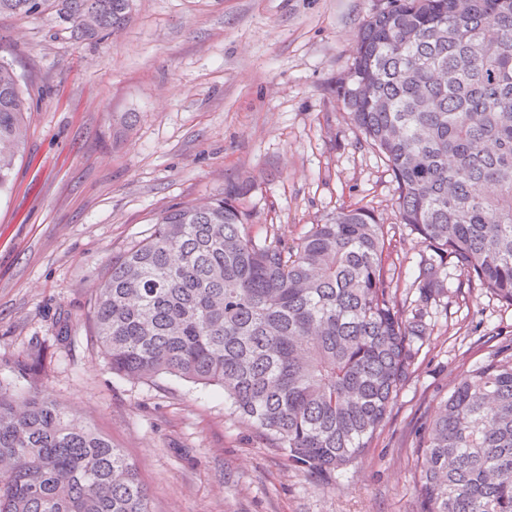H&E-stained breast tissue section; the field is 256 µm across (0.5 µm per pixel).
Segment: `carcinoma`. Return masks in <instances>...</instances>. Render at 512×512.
Instances as JSON below:
<instances>
[{
	"label": "carcinoma",
	"mask_w": 512,
	"mask_h": 512,
	"mask_svg": "<svg viewBox=\"0 0 512 512\" xmlns=\"http://www.w3.org/2000/svg\"><path fill=\"white\" fill-rule=\"evenodd\" d=\"M135 0H0L50 10L80 39L125 27ZM362 141L397 185L399 222L435 257L426 304L453 263L512 306V0H389L336 79ZM29 95L0 64V193L26 137ZM248 186L166 209L112 258L86 318L112 372L223 389L297 466L345 469L371 447L429 328L390 291L387 231L342 207L293 247L252 235ZM423 512H512V355L467 371L419 440ZM0 512H150L112 441L37 392L0 389Z\"/></svg>",
	"instance_id": "obj_1"
}]
</instances>
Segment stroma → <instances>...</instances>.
I'll return each instance as SVG.
<instances>
[{"instance_id":"stroma-1","label":"stroma","mask_w":512,"mask_h":512,"mask_svg":"<svg viewBox=\"0 0 512 512\" xmlns=\"http://www.w3.org/2000/svg\"><path fill=\"white\" fill-rule=\"evenodd\" d=\"M387 0H136L114 37L75 39L53 14L0 15V63L31 95L0 193V388L30 390L106 435L151 512H421V429L467 370L512 354V307L449 268L371 448L325 477L290 463L223 391L113 374L85 319L113 256L155 216L247 181L252 232L286 244L368 206L391 241V292L418 307L432 252L398 222L396 184L333 91ZM46 359L22 367L33 348Z\"/></svg>"}]
</instances>
